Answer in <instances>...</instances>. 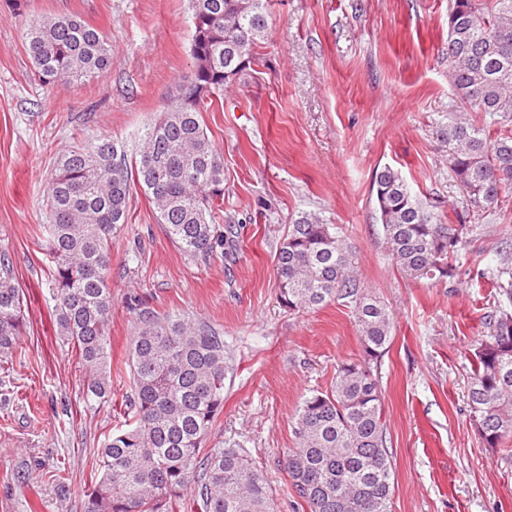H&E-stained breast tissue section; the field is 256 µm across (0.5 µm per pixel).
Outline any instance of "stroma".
<instances>
[{
	"mask_svg": "<svg viewBox=\"0 0 512 512\" xmlns=\"http://www.w3.org/2000/svg\"><path fill=\"white\" fill-rule=\"evenodd\" d=\"M450 0H264L259 59L203 115L224 158V250L191 257L133 188L112 247L114 402L128 389L135 316L127 297L206 322L224 335V411L206 445L241 448L276 512H307L283 460L297 408L365 357L351 308L291 310L274 255L300 213L337 226L360 286L387 308L393 340L372 363L395 479L393 512H512V455L486 447L469 417L470 362L490 332L492 273L512 253V196L453 258V279L405 278L388 254L377 169L448 213L462 192L443 136L456 117L481 124L448 76ZM28 13L74 14L103 32L112 67L81 82L40 81L24 20L0 0V253L28 302L23 363L0 372V512H81L114 418L83 397L84 374L56 334L46 252L45 186L58 155L103 139L135 154L193 73L190 0H28ZM64 470L65 489L48 480Z\"/></svg>",
	"mask_w": 512,
	"mask_h": 512,
	"instance_id": "35a3bbf8",
	"label": "stroma"
}]
</instances>
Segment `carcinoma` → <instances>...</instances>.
Returning a JSON list of instances; mask_svg holds the SVG:
<instances>
[{"instance_id":"cac0c4a2","label":"carcinoma","mask_w":512,"mask_h":512,"mask_svg":"<svg viewBox=\"0 0 512 512\" xmlns=\"http://www.w3.org/2000/svg\"><path fill=\"white\" fill-rule=\"evenodd\" d=\"M190 79L174 87L170 108L143 138L137 156L110 140L57 158L46 187L52 300L57 335L71 347L91 405L112 406V244L129 219L140 186L158 222L192 257L224 247L214 202L224 196V159L204 128L212 95L257 60L268 29L262 0H192ZM29 55L45 84L100 76L112 48L98 29L72 14L27 19ZM448 74L458 95L486 117L448 125V165L465 207L457 223L414 193L389 166L372 193L392 260L415 280L454 276L449 263L471 231L465 220L512 194V0H452ZM280 300L290 310L346 299L365 359L391 344L386 308L361 290L336 227L303 213L275 254ZM497 305L490 333L470 361V418L484 444L512 440V265L494 273ZM127 412L97 453V477L82 512H176L184 492L200 512H274L263 472L244 451L203 448L224 410V335L204 322L161 314L134 301ZM27 324L23 293L0 254V370L21 359ZM296 447L283 465L308 512H392L394 479L379 381L371 368L346 363L325 391L303 397L293 427Z\"/></svg>"}]
</instances>
